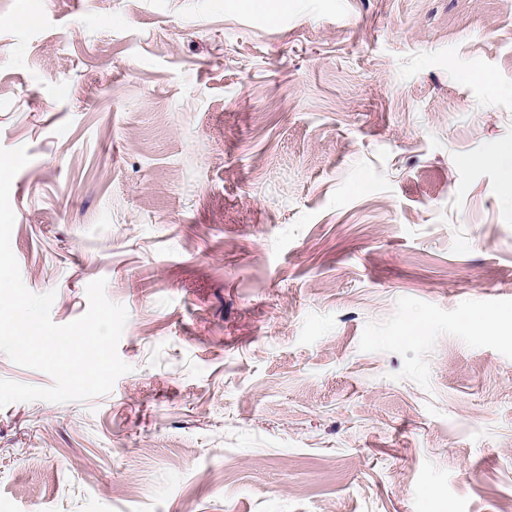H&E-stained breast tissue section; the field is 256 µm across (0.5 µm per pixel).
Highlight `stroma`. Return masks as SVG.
<instances>
[{"mask_svg": "<svg viewBox=\"0 0 512 512\" xmlns=\"http://www.w3.org/2000/svg\"><path fill=\"white\" fill-rule=\"evenodd\" d=\"M512 0H0L11 248L131 370L0 409V512H512ZM477 164L493 165L504 168L507 172V181L504 189L512 194V143L476 158Z\"/></svg>", "mask_w": 512, "mask_h": 512, "instance_id": "35a3bbf8", "label": "stroma"}]
</instances>
